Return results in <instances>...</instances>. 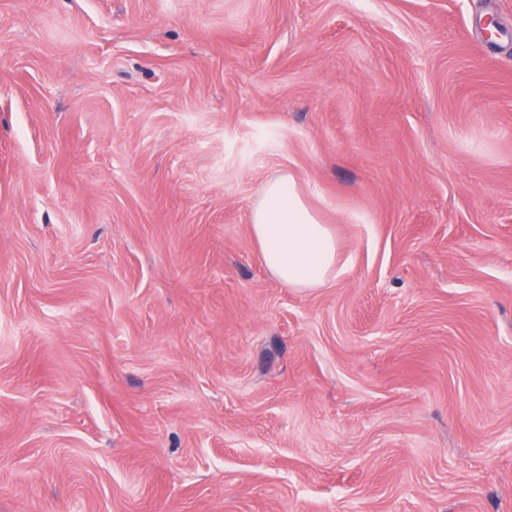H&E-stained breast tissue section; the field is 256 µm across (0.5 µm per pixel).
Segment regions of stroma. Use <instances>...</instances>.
Segmentation results:
<instances>
[{
  "instance_id": "obj_1",
  "label": "stroma",
  "mask_w": 512,
  "mask_h": 512,
  "mask_svg": "<svg viewBox=\"0 0 512 512\" xmlns=\"http://www.w3.org/2000/svg\"><path fill=\"white\" fill-rule=\"evenodd\" d=\"M0 512H512V0H0ZM249 221L266 267L285 286L321 288L336 276V235L305 202L290 172L264 183Z\"/></svg>"
}]
</instances>
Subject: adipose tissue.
Segmentation results:
<instances>
[{
  "mask_svg": "<svg viewBox=\"0 0 512 512\" xmlns=\"http://www.w3.org/2000/svg\"><path fill=\"white\" fill-rule=\"evenodd\" d=\"M269 271L290 288H320L336 275L337 240L305 202L291 173L268 179L250 217Z\"/></svg>",
  "mask_w": 512,
  "mask_h": 512,
  "instance_id": "ef3b65f1",
  "label": "adipose tissue"
}]
</instances>
